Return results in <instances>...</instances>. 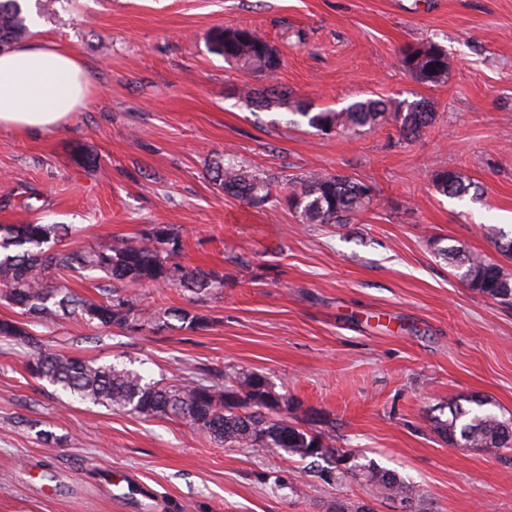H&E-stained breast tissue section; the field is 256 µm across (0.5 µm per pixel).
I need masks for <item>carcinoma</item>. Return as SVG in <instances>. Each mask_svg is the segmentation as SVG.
<instances>
[{"mask_svg":"<svg viewBox=\"0 0 512 512\" xmlns=\"http://www.w3.org/2000/svg\"><path fill=\"white\" fill-rule=\"evenodd\" d=\"M29 34L19 0H0V52L13 48ZM211 50L243 70L261 76L279 66L277 49L256 31L247 28L214 31ZM405 69L420 83L436 86L448 75V55L443 46L428 43L408 47L402 53ZM240 97L249 105L269 110L290 101V93L276 88L263 90L244 86ZM294 114L323 134L339 130L373 128L394 121L408 139L419 135L436 117L430 102L366 98L336 110L311 112L294 101ZM210 179L224 194L261 207L272 201L273 181L248 173L230 159L215 161L208 168ZM436 190L446 196L463 197L471 184L456 170L434 173ZM373 188L343 174L313 172L283 198L303 224H349L371 208ZM61 224H0V297L20 309L34 322L45 324L72 317L97 327H115L130 333L152 330L202 331L210 320L204 314L179 308L147 313L136 298L114 286L99 289V295L83 297L58 281L63 272L97 271L114 283L181 286L196 295H208L224 287V276L182 264L180 235L172 224H155L136 236L84 251L55 250L68 235ZM440 253L454 262L468 288L512 302V277L500 264L458 248ZM0 339L33 348L28 362L32 377L46 380L64 392L96 405L128 410L144 417H166L197 428L227 448H248L260 455L282 451L302 461L328 464L320 469L326 482L345 477L361 478L388 498L411 504V512H427L424 497L395 471L370 461L343 464L352 454L338 448L324 432H313L288 421V396L274 390L257 372H212L197 368L175 384L162 379L146 380L141 374L114 365H98L60 352L42 349V340L29 330V323L0 319ZM466 408L458 397L448 398V418L433 420V429L453 444L498 456L512 450V418L484 409L487 402L471 399Z\"/></svg>","mask_w":512,"mask_h":512,"instance_id":"obj_1","label":"carcinoma"}]
</instances>
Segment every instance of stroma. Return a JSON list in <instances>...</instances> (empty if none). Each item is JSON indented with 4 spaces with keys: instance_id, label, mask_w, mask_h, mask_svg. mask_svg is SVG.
Instances as JSON below:
<instances>
[{
    "instance_id": "1",
    "label": "stroma",
    "mask_w": 512,
    "mask_h": 512,
    "mask_svg": "<svg viewBox=\"0 0 512 512\" xmlns=\"http://www.w3.org/2000/svg\"><path fill=\"white\" fill-rule=\"evenodd\" d=\"M26 11L82 59L92 92L60 129H0V224L69 225L67 251L173 224L183 264L224 276L204 301L129 288L147 311L207 314L209 330L61 318L37 327L44 346L149 380L195 366L264 374L292 402L289 420L311 419L412 481L430 512H512V456L432 427L452 397L512 415V305L472 291L442 254L459 247L512 273L492 236L512 232V0H26ZM226 27L278 50L273 76L210 51ZM430 42L448 52L432 87L401 62ZM246 84L288 90L313 112L422 97L436 120L411 140L392 123L324 135L288 109L247 105ZM224 158L279 195L321 170L370 184L377 201L351 224H303L283 205L225 195L207 173ZM442 168L478 194L437 192ZM32 354L0 340V512H327L337 499L392 512L370 486L325 484L286 454L78 401L30 375ZM116 472L142 493L115 500Z\"/></svg>"
}]
</instances>
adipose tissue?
Returning a JSON list of instances; mask_svg holds the SVG:
<instances>
[{
	"mask_svg": "<svg viewBox=\"0 0 512 512\" xmlns=\"http://www.w3.org/2000/svg\"><path fill=\"white\" fill-rule=\"evenodd\" d=\"M90 89L82 60L68 49L38 39L13 47L0 53V129H59Z\"/></svg>",
	"mask_w": 512,
	"mask_h": 512,
	"instance_id": "adipose-tissue-1",
	"label": "adipose tissue"
}]
</instances>
